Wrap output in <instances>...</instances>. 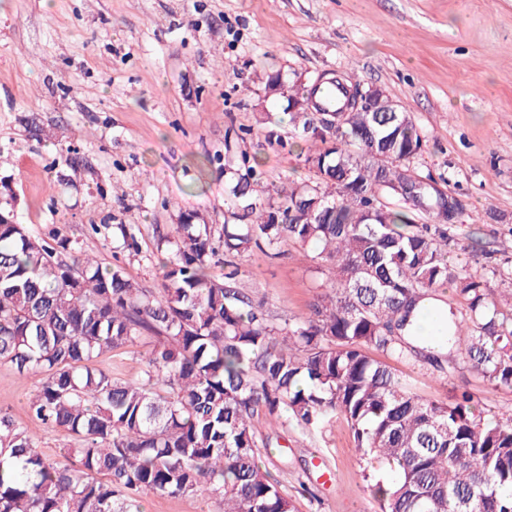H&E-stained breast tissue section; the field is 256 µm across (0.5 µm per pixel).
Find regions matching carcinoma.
I'll use <instances>...</instances> for the list:
<instances>
[{
	"label": "carcinoma",
	"instance_id": "obj_1",
	"mask_svg": "<svg viewBox=\"0 0 512 512\" xmlns=\"http://www.w3.org/2000/svg\"><path fill=\"white\" fill-rule=\"evenodd\" d=\"M338 91V80L288 88L313 101L290 124L317 181L259 204L243 159L233 205L246 223L217 232L197 211L181 216L158 292L64 237L0 224V362L38 377L30 412L75 438L61 466L0 409V512H140L145 490L202 495L222 512H295L259 464V412L308 431L342 417L355 447L396 474L373 485L381 512H512V417L486 416L466 390L429 402L385 362L512 387V289L498 301L450 260L453 197L414 175L424 135L409 113L344 112L324 102ZM285 237L317 250L336 280L307 319L275 326L237 288L236 265L221 280L208 270ZM481 256L512 282V259ZM439 288L465 315L424 311ZM145 332L142 380L90 367Z\"/></svg>",
	"mask_w": 512,
	"mask_h": 512
}]
</instances>
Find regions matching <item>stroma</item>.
Segmentation results:
<instances>
[{
	"instance_id": "obj_1",
	"label": "stroma",
	"mask_w": 512,
	"mask_h": 512,
	"mask_svg": "<svg viewBox=\"0 0 512 512\" xmlns=\"http://www.w3.org/2000/svg\"><path fill=\"white\" fill-rule=\"evenodd\" d=\"M334 72L377 86L426 137L412 162L463 213L461 245L512 253V0H0V182L30 233L58 231L102 265L158 290L157 259L183 212L231 220L226 205L255 161L253 199L314 182L291 131L288 100L270 74L311 85ZM80 162L69 165L68 152ZM116 224L137 247L124 249ZM236 261L237 286L271 323L303 320L334 272L312 251L282 242ZM151 337L107 353L95 369L140 378ZM422 398L448 404L462 390L489 413L512 415V390L480 377L399 362ZM34 377L0 363V408L59 461L72 436L33 417ZM251 429L259 463L297 512H379L386 466L355 448L343 418L315 431L292 422ZM141 512H220L196 495L144 493Z\"/></svg>"
}]
</instances>
